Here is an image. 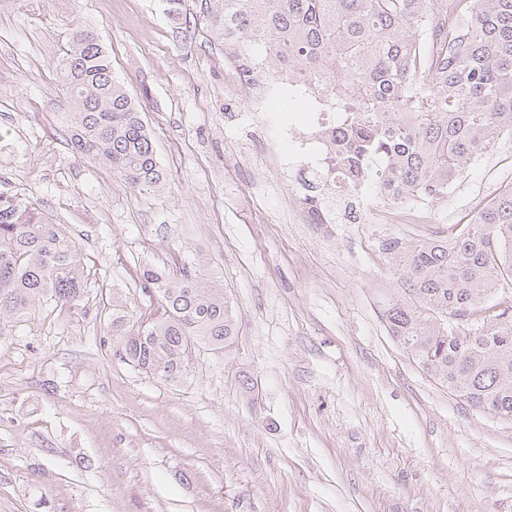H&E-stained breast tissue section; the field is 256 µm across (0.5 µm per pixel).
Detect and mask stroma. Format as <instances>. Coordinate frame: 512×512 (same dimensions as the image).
<instances>
[{
    "instance_id": "35a3bbf8",
    "label": "stroma",
    "mask_w": 512,
    "mask_h": 512,
    "mask_svg": "<svg viewBox=\"0 0 512 512\" xmlns=\"http://www.w3.org/2000/svg\"><path fill=\"white\" fill-rule=\"evenodd\" d=\"M94 31L138 101L165 174L133 190L74 156L57 62ZM224 44L184 0H0V190L64 225L88 277L0 338V512H512V422L448 392L391 335L406 299L381 250L447 237L512 183V138L427 224L303 223L293 174L263 145ZM197 262L238 334L177 381L112 350L147 319L143 272Z\"/></svg>"
}]
</instances>
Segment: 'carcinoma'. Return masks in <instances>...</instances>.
Segmentation results:
<instances>
[{
	"label": "carcinoma",
	"mask_w": 512,
	"mask_h": 512,
	"mask_svg": "<svg viewBox=\"0 0 512 512\" xmlns=\"http://www.w3.org/2000/svg\"><path fill=\"white\" fill-rule=\"evenodd\" d=\"M202 13L216 38L265 61L269 93L289 73L310 76L341 127L324 178L348 195L369 182L393 202L446 197L512 137V0H204ZM61 73L79 106L72 151L132 188H160L139 105L95 33H72ZM383 250L409 283L386 310L392 335L466 405L512 421V187L445 238L390 237ZM143 278L158 308L119 336L125 363L174 381L193 350L236 336L217 281L186 267ZM85 284L63 226L0 191V326L48 300L76 306Z\"/></svg>",
	"instance_id": "carcinoma-1"
}]
</instances>
